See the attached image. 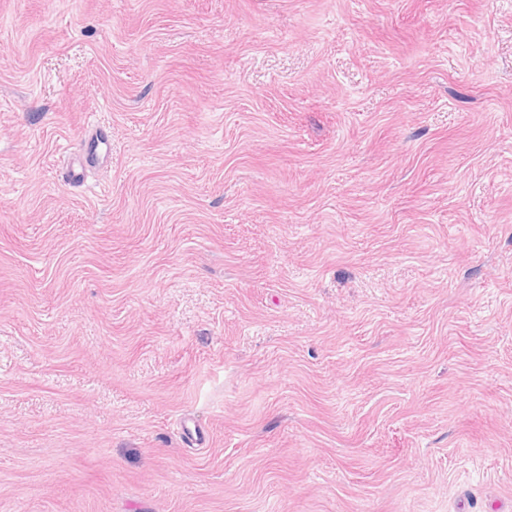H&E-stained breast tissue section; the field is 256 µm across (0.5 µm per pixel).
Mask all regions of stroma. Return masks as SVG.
<instances>
[{
    "mask_svg": "<svg viewBox=\"0 0 512 512\" xmlns=\"http://www.w3.org/2000/svg\"><path fill=\"white\" fill-rule=\"evenodd\" d=\"M0 512H512V0H0ZM111 155L112 142L109 135L104 131H96L85 140L80 158L67 166L65 181L74 186L81 185L87 170L107 162Z\"/></svg>",
    "mask_w": 512,
    "mask_h": 512,
    "instance_id": "obj_1",
    "label": "stroma"
}]
</instances>
